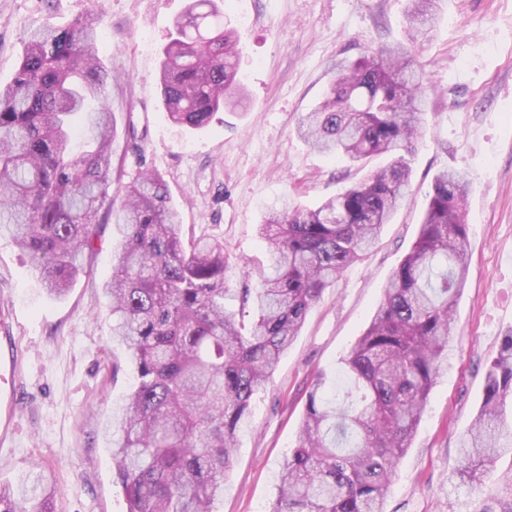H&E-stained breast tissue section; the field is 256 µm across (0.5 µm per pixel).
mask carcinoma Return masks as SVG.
Masks as SVG:
<instances>
[{
    "label": "carcinoma",
    "mask_w": 512,
    "mask_h": 512,
    "mask_svg": "<svg viewBox=\"0 0 512 512\" xmlns=\"http://www.w3.org/2000/svg\"><path fill=\"white\" fill-rule=\"evenodd\" d=\"M410 2L407 41L336 63L325 99L297 128L311 147L353 166L388 162L316 209L290 201L271 208L259 228L270 269L235 296L224 287V243L185 238L159 174L143 172L110 194L117 122L99 18L25 40L14 77L0 86V234L29 254L58 297L96 254L100 220L121 236L106 293L112 335L135 370L112 440L128 512H218L252 398L311 307L375 245L404 200L430 90L414 54L438 20L437 0ZM175 33L160 63L171 119L200 127L243 105L238 39L215 0H190ZM469 185L459 171L435 175L418 237L344 359L346 386L338 393L321 376L307 394L269 512H384L396 463L448 360L467 273ZM510 406L512 334L488 365L482 403L460 440V477L476 488L480 472L512 451ZM0 512H53V490L44 485L21 500L1 486Z\"/></svg>",
    "instance_id": "carcinoma-1"
}]
</instances>
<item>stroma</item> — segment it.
Listing matches in <instances>:
<instances>
[{
    "label": "stroma",
    "mask_w": 512,
    "mask_h": 512,
    "mask_svg": "<svg viewBox=\"0 0 512 512\" xmlns=\"http://www.w3.org/2000/svg\"><path fill=\"white\" fill-rule=\"evenodd\" d=\"M188 0H0V84L39 27L101 17L100 55L119 131L112 185L160 174L186 230L224 243V285L251 288L270 256L257 233L284 196L314 207L362 180L296 134L321 102L336 62L404 40L409 0H224L239 36L243 108L190 129L165 112L163 50ZM431 84L425 132L410 157V196L377 246L310 309L299 336L252 400L224 477L220 512H269L317 376L336 368L367 328L383 286L415 241L435 175L467 172L468 276L455 308L448 365L400 458L385 512H512V454L475 491L457 475V441L473 423L486 368L512 334V0H440L434 39L415 56ZM134 125L140 150L126 132ZM118 237L102 227L96 255L69 292L49 294L29 256L0 237V486L51 485L55 512H127L109 436L133 383L112 336L104 293Z\"/></svg>",
    "instance_id": "stroma-1"
}]
</instances>
